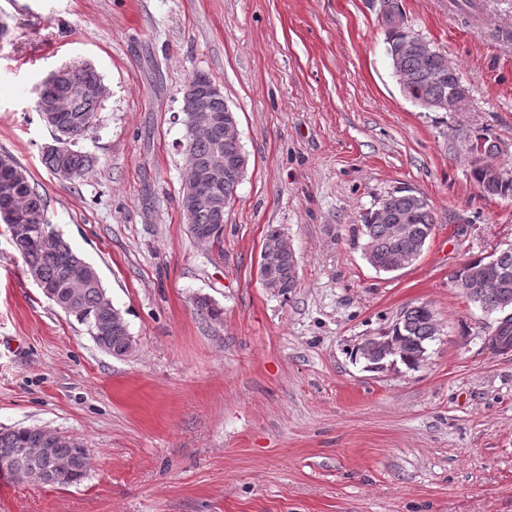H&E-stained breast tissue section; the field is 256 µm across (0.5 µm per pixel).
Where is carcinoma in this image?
Segmentation results:
<instances>
[{"mask_svg":"<svg viewBox=\"0 0 512 512\" xmlns=\"http://www.w3.org/2000/svg\"><path fill=\"white\" fill-rule=\"evenodd\" d=\"M64 69L71 85L79 86L81 90L67 92L59 86L45 84L42 91L46 99L65 104L66 123L77 138L64 143L66 152L63 156L43 153L42 163L53 174L63 164L80 174L93 158L76 148L77 140L94 128L107 96L94 89V85L104 79L90 64L66 65ZM431 70L433 77H420L403 89V93L421 107L430 99H441L447 105L455 82L448 79L442 51L435 54ZM480 139L484 140L481 162L471 170L475 183L489 196L512 198V173L494 162L501 154L496 137L483 131L475 134V140ZM236 151H243L242 145L226 144L222 137H201L183 149L186 170L191 171L218 155ZM20 170L25 167L12 155L0 154V220L6 224L12 245L22 258L26 271L31 278H37L59 292L60 302L67 304L64 312L86 326L101 350L115 357L123 356L127 321L112 304L97 269L50 224L47 198L32 184V177L16 178ZM244 174L242 170L227 175L224 183L210 191L191 215L184 216L185 223L208 231L224 225L225 204L231 205L235 201ZM407 194L404 190L387 195L377 208L365 213L358 228L365 240L363 249L368 251V263L379 271H390V264L407 250V241L392 231L393 219L398 217L411 224L416 235L414 249L417 254L422 252L432 234L435 220L429 203L424 201L414 208ZM381 208L387 209L391 221H380L378 210ZM267 266L278 278L280 294L288 295L296 287L294 264L283 257H270ZM452 279L462 283L463 291L469 286L474 288L467 294L470 302L485 312L495 313L503 296L512 299V249L506 254L496 251L473 259L453 273ZM195 309L210 320H222L223 311L206 297L195 300ZM391 332L407 337V356L402 364L412 368L416 358L426 352L428 344L439 334V323L429 314L428 305L421 304L404 310ZM43 442L44 431L39 427L0 430V456L15 455L24 450L18 470H9L7 474L31 483L58 486L77 484L85 478L90 454L82 440L65 437L49 456L38 452Z\"/></svg>","mask_w":512,"mask_h":512,"instance_id":"cac0c4a2","label":"carcinoma"}]
</instances>
